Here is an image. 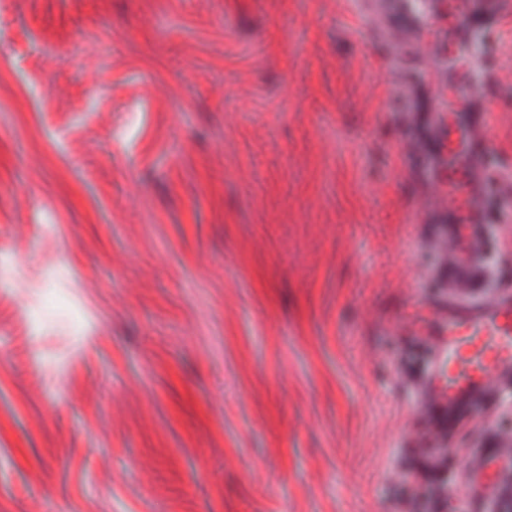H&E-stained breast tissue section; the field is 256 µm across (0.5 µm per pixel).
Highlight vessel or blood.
<instances>
[{"label":"vessel or blood","instance_id":"vessel-or-blood-1","mask_svg":"<svg viewBox=\"0 0 512 512\" xmlns=\"http://www.w3.org/2000/svg\"><path fill=\"white\" fill-rule=\"evenodd\" d=\"M393 23L386 30L391 43L411 40L423 61L425 82L443 87L453 107L438 113L434 126L436 172L429 183L433 197H447L438 209L448 226V285L456 295L425 320L429 363L421 379L423 421L445 434L451 422L487 402L497 382L512 380V289L494 287L483 242L489 163L494 154L485 93H465L468 74L479 54L473 19L497 24L507 19L504 0H388ZM448 13V41L435 51L430 24ZM477 463L465 473L463 488L471 512H486L500 477L512 471V453L498 447L476 451Z\"/></svg>","mask_w":512,"mask_h":512}]
</instances>
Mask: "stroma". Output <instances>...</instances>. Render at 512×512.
<instances>
[{"label": "stroma", "mask_w": 512, "mask_h": 512, "mask_svg": "<svg viewBox=\"0 0 512 512\" xmlns=\"http://www.w3.org/2000/svg\"><path fill=\"white\" fill-rule=\"evenodd\" d=\"M418 69L367 0H0V512H469L512 389L442 452L417 413Z\"/></svg>", "instance_id": "35a3bbf8"}]
</instances>
